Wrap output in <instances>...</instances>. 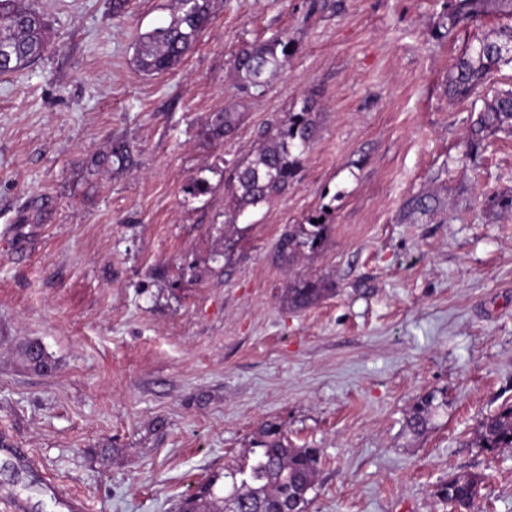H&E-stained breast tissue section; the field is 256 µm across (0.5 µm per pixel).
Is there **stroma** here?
I'll use <instances>...</instances> for the list:
<instances>
[{
  "instance_id": "obj_1",
  "label": "stroma",
  "mask_w": 512,
  "mask_h": 512,
  "mask_svg": "<svg viewBox=\"0 0 512 512\" xmlns=\"http://www.w3.org/2000/svg\"><path fill=\"white\" fill-rule=\"evenodd\" d=\"M449 4L216 0L194 49L150 75L136 38L174 0H37L52 48L0 75V462L26 482L0 474V512H176L271 423L320 451L308 512H451L437 490L470 473L481 512H512V450L470 445L512 403V217L488 206L512 194V135L463 158L472 107L448 97L456 58L512 16L453 26ZM281 36L266 91L242 90L234 51ZM307 97L297 183L225 228V167ZM224 110L241 121L216 140ZM314 219L322 248L275 261ZM303 274L336 292L293 311ZM32 339L50 373L21 361ZM240 121V114L225 110L217 113L210 123L208 135L213 139H220L230 136L237 128ZM432 413V401L422 399L412 409L408 426L415 434L424 432L430 423Z\"/></svg>"
}]
</instances>
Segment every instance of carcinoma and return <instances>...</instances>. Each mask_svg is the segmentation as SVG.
<instances>
[{"instance_id": "1", "label": "carcinoma", "mask_w": 512, "mask_h": 512, "mask_svg": "<svg viewBox=\"0 0 512 512\" xmlns=\"http://www.w3.org/2000/svg\"><path fill=\"white\" fill-rule=\"evenodd\" d=\"M498 3L512 14V0H452L448 14L451 26L473 22L488 14V4ZM215 0H174L168 23L141 34L136 42L135 62L144 72L159 74L175 68L195 47L214 13ZM48 46V30L43 15L21 0H0V73L21 72L35 63ZM288 37L260 44H244L233 56V70L246 90L262 91L288 56ZM512 63V27H503L496 38L473 45L454 64L448 76L451 98L467 101L484 88L490 76ZM483 105L471 121L465 139V154L479 150L485 141L500 132L512 134V89H497L482 99ZM240 114L217 113L208 135L213 139L230 136ZM315 133L314 102L302 100L301 108L288 121L274 124L262 146L252 156L226 170L225 185L230 205L225 223L234 224L249 208L267 205L296 181L300 156ZM327 227L310 224L284 231L275 246L276 259L293 265L305 252L321 248ZM335 293L328 279L302 275L290 284L283 301L294 310H305ZM21 355L29 368L48 373L55 361L38 341H27ZM432 402L424 399L412 409L408 426L424 432L430 423ZM471 445L489 453L512 448V405H504L486 416L474 432ZM321 464L316 448L294 447L287 435L270 424L261 431L250 454L224 468V483L215 477L186 495L178 512H225L233 503L237 512H307L308 492L313 488ZM484 477L457 475L440 489L442 499L455 512H474L481 498Z\"/></svg>"}]
</instances>
